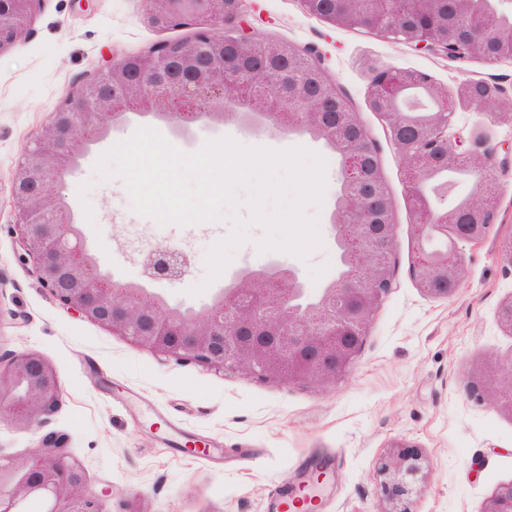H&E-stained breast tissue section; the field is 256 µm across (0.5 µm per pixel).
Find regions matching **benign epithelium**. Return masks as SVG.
Instances as JSON below:
<instances>
[{
	"label": "benign epithelium",
	"instance_id": "7a95c632",
	"mask_svg": "<svg viewBox=\"0 0 512 512\" xmlns=\"http://www.w3.org/2000/svg\"><path fill=\"white\" fill-rule=\"evenodd\" d=\"M41 0H0V50L26 38ZM248 0H146L147 20L188 28L192 37L163 42L146 53L112 62L89 82H77L29 146L11 182L18 257L62 306L125 337L133 345L209 369H239L261 380L321 387L343 379L360 352L371 320L394 287L393 218L380 170L379 148L349 111L321 66L315 48L296 49L257 39L241 26ZM307 14L332 24L357 26L382 39L403 41L431 54L462 48L460 61L512 62V38L497 51L486 46L475 22V0H301ZM370 107L385 120L404 161L407 198L414 216L410 277L432 298H449L466 272L463 243L489 234L500 175L512 165L479 150L481 140L448 136L457 105L481 121L512 124V111L488 112L502 89L469 78L450 96L428 74L372 67ZM124 112L154 113L176 127L209 124L225 115L290 133L303 128L341 154V187L330 218L344 270L317 295L298 270L278 260L247 267L196 310L171 306L156 285L181 280L188 253L157 245L141 253L142 281L120 284L101 270L65 202L66 176L87 144L111 131ZM470 174L469 191L449 207L434 204L421 187L438 167ZM434 239L449 241L431 250ZM476 401L512 414V359L479 370ZM60 380L39 353L13 354L0 364V422L26 431L43 427L59 405ZM69 437L48 432L24 456L0 460V512H24L40 500L46 512L64 500L67 512H99L83 493L81 467L64 457ZM427 460L391 454L381 461V488L394 512L425 491ZM482 512H512V483L498 486Z\"/></svg>",
	"mask_w": 512,
	"mask_h": 512
}]
</instances>
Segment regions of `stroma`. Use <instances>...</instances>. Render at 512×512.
Returning a JSON list of instances; mask_svg holds the SVG:
<instances>
[{
  "instance_id": "obj_1",
  "label": "stroma",
  "mask_w": 512,
  "mask_h": 512,
  "mask_svg": "<svg viewBox=\"0 0 512 512\" xmlns=\"http://www.w3.org/2000/svg\"><path fill=\"white\" fill-rule=\"evenodd\" d=\"M145 11L144 0H42L31 35L0 51V357L29 350L56 368L61 401L44 429L68 434L69 452L85 473V493L101 512H282L280 502L295 489L300 465L318 461L328 481L315 512H389L377 468L400 441L429 462L426 489L413 497L411 512H481L498 485L512 482V415L469 396L482 359L512 356V334L497 319L500 303L512 297V267L495 258L498 242L512 235V168L501 178L488 237L464 247L468 275L462 287L448 299L426 296L409 275L413 228L403 162L369 106V68L421 70L451 94L463 80L484 77L503 90L495 105L500 111L512 106V64L428 55L331 25L305 13L299 0H253L246 16L251 31L321 53L327 76L380 147L395 224V285L375 312L350 374L320 388L262 381L132 345L61 306L17 258L11 173L70 85L92 78L111 60L190 37L187 29L151 26ZM140 127L157 130L186 153L229 138L246 148H303L318 155L325 191L321 203L308 204L304 213L317 222L320 247L303 257L259 251L267 229L252 221L245 187L236 191L239 210L224 208L216 221L161 225L135 213L124 182L98 180L94 166ZM453 128L467 138L482 136L484 149L495 154L512 143L511 125H480L465 106L458 107ZM338 188L335 153L309 135L248 130L234 120L178 131L130 112L71 171L66 202L115 279L140 280L139 246L188 248L187 275L160 289L171 302L197 306L225 278L273 259L297 266L314 290L335 279L329 220ZM238 218L248 222L247 239L221 277L209 279L206 255L232 234ZM173 428L181 440L205 448L206 456L170 447Z\"/></svg>"
}]
</instances>
